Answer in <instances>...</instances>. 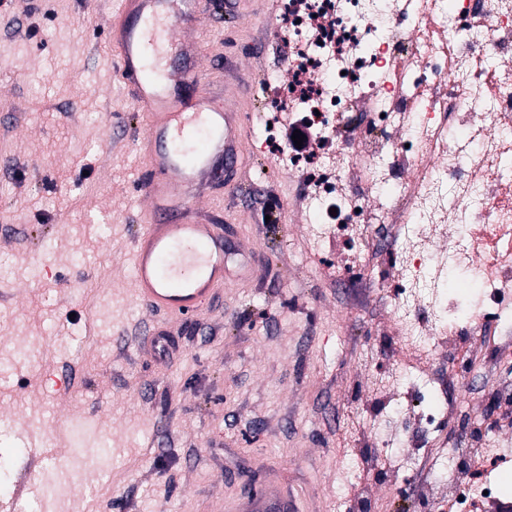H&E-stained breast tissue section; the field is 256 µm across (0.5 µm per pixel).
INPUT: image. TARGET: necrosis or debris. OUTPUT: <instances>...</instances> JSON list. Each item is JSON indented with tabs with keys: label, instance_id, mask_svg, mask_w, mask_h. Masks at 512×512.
Listing matches in <instances>:
<instances>
[{
	"label": "necrosis or debris",
	"instance_id": "4bbe7bcc",
	"mask_svg": "<svg viewBox=\"0 0 512 512\" xmlns=\"http://www.w3.org/2000/svg\"><path fill=\"white\" fill-rule=\"evenodd\" d=\"M279 37L288 46L287 84L267 79L277 122L305 119L312 148L284 151L315 203L326 239L349 232L403 244L387 291L388 320L425 357L401 376L415 384L419 415L459 407L460 378L447 397L434 384L432 359L446 342L457 304L455 270L476 289L477 308L495 306L491 332L512 331V0H278ZM454 231L447 251L432 237ZM424 306L423 320L411 311ZM475 476L454 464L457 446L428 447L426 435L397 441L411 467L428 462L447 482L458 512L505 504L498 481L512 464L499 437L474 440Z\"/></svg>",
	"mask_w": 512,
	"mask_h": 512
}]
</instances>
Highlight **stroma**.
<instances>
[{
	"instance_id": "stroma-1",
	"label": "stroma",
	"mask_w": 512,
	"mask_h": 512,
	"mask_svg": "<svg viewBox=\"0 0 512 512\" xmlns=\"http://www.w3.org/2000/svg\"><path fill=\"white\" fill-rule=\"evenodd\" d=\"M113 0H12L0 11V501L19 512H231L249 490H292L301 512H448L363 425L402 404L387 373L398 347L387 297L360 272L313 259L303 183L253 123L227 185L205 198L234 252L229 281L184 320L138 302L130 246L141 161L133 101L113 71ZM199 92L253 112L261 75L285 69L275 0H202ZM281 210V221L266 215ZM166 330L158 358L143 338ZM512 402L472 391L443 433L499 432ZM48 437L27 447L26 437ZM40 473L22 488L28 469Z\"/></svg>"
}]
</instances>
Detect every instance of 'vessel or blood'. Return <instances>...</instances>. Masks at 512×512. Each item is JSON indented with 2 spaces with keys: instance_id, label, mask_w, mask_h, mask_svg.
I'll return each instance as SVG.
<instances>
[{
  "instance_id": "obj_1",
  "label": "vessel or blood",
  "mask_w": 512,
  "mask_h": 512,
  "mask_svg": "<svg viewBox=\"0 0 512 512\" xmlns=\"http://www.w3.org/2000/svg\"><path fill=\"white\" fill-rule=\"evenodd\" d=\"M197 0H117L108 23L114 65L138 112L135 150L146 160L135 187L142 231L131 244L132 287L151 310L191 316L224 284V231L202 216L201 182L217 164L243 153L251 116L216 109L192 94L207 57L184 31L198 23ZM184 64L169 70V54ZM240 512H297L296 498L271 485L247 497Z\"/></svg>"
}]
</instances>
